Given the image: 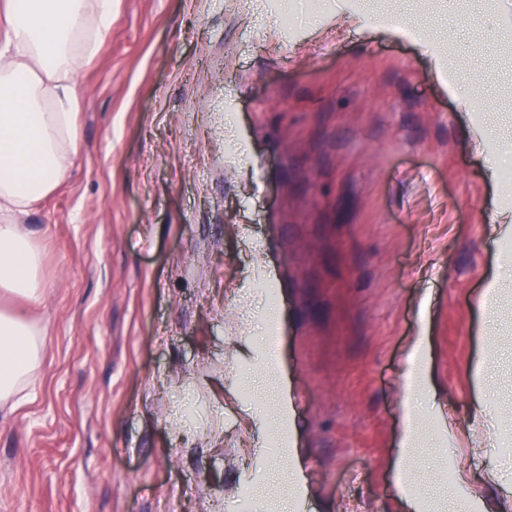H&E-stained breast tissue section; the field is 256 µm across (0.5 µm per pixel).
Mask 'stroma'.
<instances>
[{
	"label": "stroma",
	"mask_w": 512,
	"mask_h": 512,
	"mask_svg": "<svg viewBox=\"0 0 512 512\" xmlns=\"http://www.w3.org/2000/svg\"><path fill=\"white\" fill-rule=\"evenodd\" d=\"M362 15L383 31L341 24ZM423 21L457 33L433 59ZM76 93L79 152L19 219L44 296L0 291L48 329L35 388L0 409V512H277L293 449L296 512H448L452 468L493 476L472 512H512V281L478 307L512 270V0H114ZM271 308L282 427L250 381ZM419 334L483 426L442 451L426 414L399 488Z\"/></svg>",
	"instance_id": "stroma-1"
}]
</instances>
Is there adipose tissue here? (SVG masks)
I'll return each mask as SVG.
<instances>
[{
	"instance_id": "1",
	"label": "adipose tissue",
	"mask_w": 512,
	"mask_h": 512,
	"mask_svg": "<svg viewBox=\"0 0 512 512\" xmlns=\"http://www.w3.org/2000/svg\"><path fill=\"white\" fill-rule=\"evenodd\" d=\"M0 24V288L38 301L41 252L17 222L48 196L76 154L79 63L97 58L112 0H5ZM46 332L19 313H0V406L34 386Z\"/></svg>"
}]
</instances>
